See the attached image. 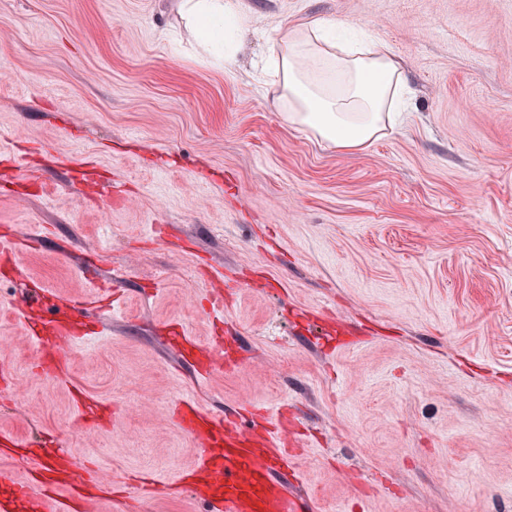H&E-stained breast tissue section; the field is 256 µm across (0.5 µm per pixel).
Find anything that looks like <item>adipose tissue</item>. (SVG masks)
Segmentation results:
<instances>
[{"label": "adipose tissue", "instance_id": "obj_1", "mask_svg": "<svg viewBox=\"0 0 512 512\" xmlns=\"http://www.w3.org/2000/svg\"><path fill=\"white\" fill-rule=\"evenodd\" d=\"M179 9L202 42L222 36L220 21L241 19L239 0H181ZM336 21L317 18L285 32L271 67L289 122L337 149L359 151L378 139L402 99L403 72L390 50L370 37L342 47L325 33Z\"/></svg>", "mask_w": 512, "mask_h": 512}]
</instances>
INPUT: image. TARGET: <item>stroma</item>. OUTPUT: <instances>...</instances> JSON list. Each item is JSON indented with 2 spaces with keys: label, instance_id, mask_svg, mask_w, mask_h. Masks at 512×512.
<instances>
[{
  "label": "stroma",
  "instance_id": "1",
  "mask_svg": "<svg viewBox=\"0 0 512 512\" xmlns=\"http://www.w3.org/2000/svg\"><path fill=\"white\" fill-rule=\"evenodd\" d=\"M176 2L0 0V470L64 454L124 484L96 512H206L170 414L241 404L288 420L315 512H512V0H241L228 66ZM316 17L404 67L364 150L288 122L260 71ZM23 278L32 320L112 283L62 369ZM181 330L210 373L162 351Z\"/></svg>",
  "mask_w": 512,
  "mask_h": 512
}]
</instances>
